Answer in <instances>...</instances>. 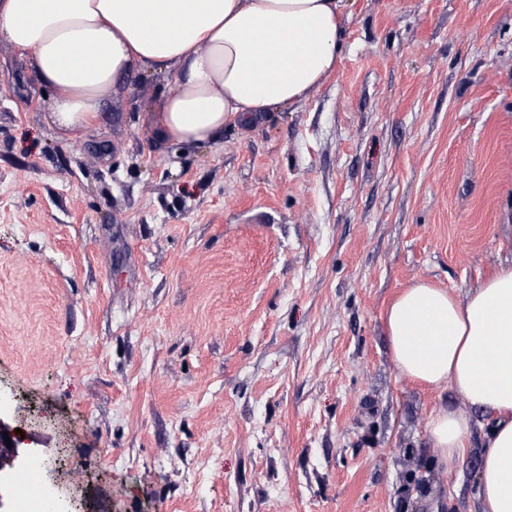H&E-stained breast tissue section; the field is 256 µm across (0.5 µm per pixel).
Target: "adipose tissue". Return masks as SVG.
<instances>
[{
	"instance_id": "adipose-tissue-1",
	"label": "adipose tissue",
	"mask_w": 512,
	"mask_h": 512,
	"mask_svg": "<svg viewBox=\"0 0 512 512\" xmlns=\"http://www.w3.org/2000/svg\"><path fill=\"white\" fill-rule=\"evenodd\" d=\"M345 0H0V41L26 53L54 91L51 116L88 127L118 80L175 71L152 119L159 142L192 147L225 125L306 100L335 68ZM402 377L428 389L452 381L467 410L438 407L428 433L452 468L484 416L479 512H512V266L465 297L419 283L384 315Z\"/></svg>"
}]
</instances>
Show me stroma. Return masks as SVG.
<instances>
[{
	"instance_id": "stroma-1",
	"label": "stroma",
	"mask_w": 512,
	"mask_h": 512,
	"mask_svg": "<svg viewBox=\"0 0 512 512\" xmlns=\"http://www.w3.org/2000/svg\"><path fill=\"white\" fill-rule=\"evenodd\" d=\"M299 103L178 149L174 78L66 133L0 42V396L84 512H474L383 314L512 266V0H346Z\"/></svg>"
}]
</instances>
